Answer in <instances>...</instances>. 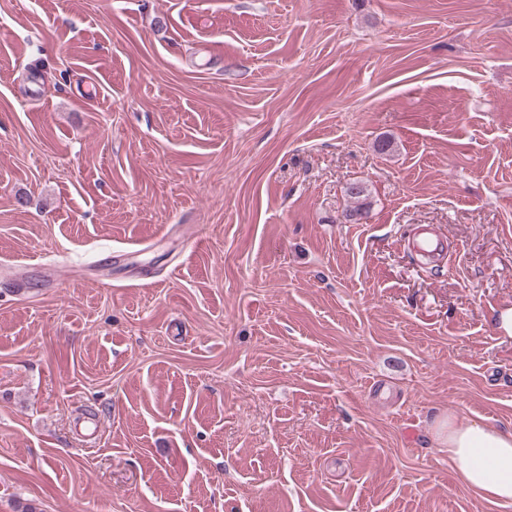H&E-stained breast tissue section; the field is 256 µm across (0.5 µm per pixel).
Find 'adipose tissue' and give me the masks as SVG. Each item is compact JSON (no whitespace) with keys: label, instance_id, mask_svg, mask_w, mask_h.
Listing matches in <instances>:
<instances>
[{"label":"adipose tissue","instance_id":"ef3b65f1","mask_svg":"<svg viewBox=\"0 0 512 512\" xmlns=\"http://www.w3.org/2000/svg\"><path fill=\"white\" fill-rule=\"evenodd\" d=\"M452 471L485 500L512 503V432L448 416L435 430Z\"/></svg>","mask_w":512,"mask_h":512}]
</instances>
